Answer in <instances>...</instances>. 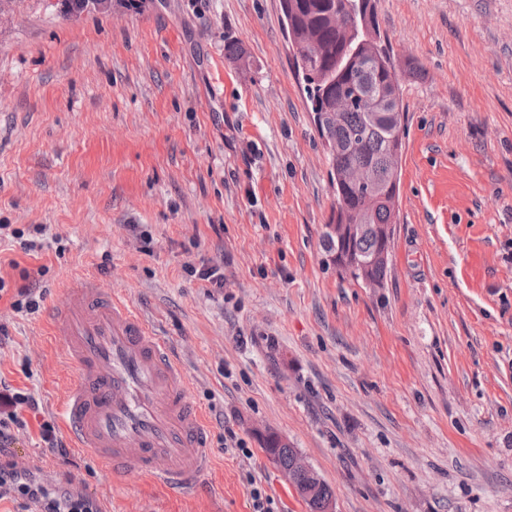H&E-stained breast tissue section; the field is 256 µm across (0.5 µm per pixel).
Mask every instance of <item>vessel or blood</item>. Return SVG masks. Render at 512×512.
I'll return each mask as SVG.
<instances>
[{"instance_id": "vessel-or-blood-1", "label": "vessel or blood", "mask_w": 512, "mask_h": 512, "mask_svg": "<svg viewBox=\"0 0 512 512\" xmlns=\"http://www.w3.org/2000/svg\"><path fill=\"white\" fill-rule=\"evenodd\" d=\"M54 330L74 374L61 414L76 447L113 481L148 473L175 493L197 488L212 466L211 425L153 325L124 295L83 277L69 284Z\"/></svg>"}]
</instances>
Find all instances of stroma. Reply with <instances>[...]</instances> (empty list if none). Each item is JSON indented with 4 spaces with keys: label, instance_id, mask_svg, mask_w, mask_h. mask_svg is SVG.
<instances>
[{
    "label": "stroma",
    "instance_id": "stroma-1",
    "mask_svg": "<svg viewBox=\"0 0 512 512\" xmlns=\"http://www.w3.org/2000/svg\"><path fill=\"white\" fill-rule=\"evenodd\" d=\"M372 3L405 112L376 293L323 249L336 189L281 0H0V224L45 244L0 239L8 287L28 270L43 295L34 314L0 303V381L61 420L51 313L93 276L169 340L212 422L188 498L110 485L34 434L19 467L103 512H250L254 479L275 512H309L270 429L335 512H512V0ZM204 258L223 287L189 273ZM263 446L275 465L280 468V470L287 477L289 474L291 478L290 482L294 487L298 482L297 477L299 478L298 491L300 493L309 498L315 495V493L319 490L323 480L318 472L300 456V453L296 451L295 448H293L288 442L282 440L273 442L271 444L264 443ZM267 448L275 449L268 450ZM295 451L296 454L293 458ZM291 465L292 471L297 477L291 474ZM323 495H333L332 488L325 481H323L320 492L313 500L304 499L310 512H317L315 509H321L320 505Z\"/></svg>",
    "mask_w": 512,
    "mask_h": 512
}]
</instances>
